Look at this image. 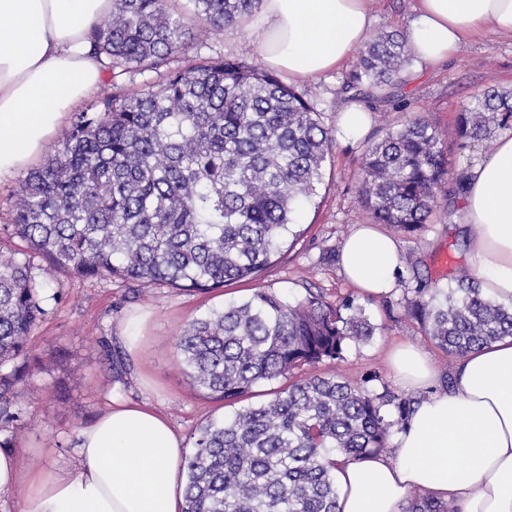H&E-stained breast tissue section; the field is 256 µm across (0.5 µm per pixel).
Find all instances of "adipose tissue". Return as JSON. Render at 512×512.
<instances>
[{
	"instance_id": "adipose-tissue-1",
	"label": "adipose tissue",
	"mask_w": 512,
	"mask_h": 512,
	"mask_svg": "<svg viewBox=\"0 0 512 512\" xmlns=\"http://www.w3.org/2000/svg\"><path fill=\"white\" fill-rule=\"evenodd\" d=\"M112 0H0V177L24 169L68 110L100 84L103 66L89 35ZM369 0H261L248 26L273 70L300 81L338 69L368 36ZM512 38V0H416L408 49L433 67L485 28ZM464 216L473 226L471 272L512 302V137L468 174ZM396 240L358 224L340 266L362 292L396 284ZM402 386L426 390L394 451L336 459L338 512H406L412 498L455 504L458 512H512V337L469 352L451 391L421 349L391 358ZM183 438L165 414L115 401L81 430L71 472L24 470L0 451V495L18 494V512H182Z\"/></svg>"
}]
</instances>
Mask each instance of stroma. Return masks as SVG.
Masks as SVG:
<instances>
[{
  "mask_svg": "<svg viewBox=\"0 0 512 512\" xmlns=\"http://www.w3.org/2000/svg\"><path fill=\"white\" fill-rule=\"evenodd\" d=\"M186 56L174 58L173 67L186 59L230 56L263 65L257 41L247 25L223 32L195 30ZM357 54L333 72L316 79L295 82L297 92L312 102L329 130L337 128L342 104L357 101L371 115L363 139L345 142L333 138L325 163L324 178L314 204L302 207L296 222L300 234L288 238L257 282H237L206 292L168 287H142L118 278L86 279L65 273L50 281L51 291L62 299L49 303L28 340L35 357L19 386L22 410L20 430L13 436L12 452L33 471H70L76 461L79 434L116 397L147 402L168 416L186 442L209 420L228 418L233 408L198 390L184 374L176 356V342L192 319L223 309L243 299L255 288H268L294 300L315 293L332 305L353 297L376 327L370 341L350 340L341 360L324 362L318 370L375 393L405 395L389 363L390 350L399 344L427 352L437 371V388H446L457 361L425 336L406 310L416 298L418 282L428 287L454 286L460 272L470 271L472 229L466 224L463 200L442 196L429 223L412 235L397 234L408 264L397 274L396 288L381 297L360 294L342 274L339 251L354 225L370 223L360 195V165L368 143L381 138L416 115H424L441 127L454 125L461 104L485 89L512 90V39L487 29L460 46L448 62L433 68L410 63L399 82L375 91L363 88L360 95L342 86L355 69ZM406 111H395L397 100ZM493 141L452 139L448 142V177L466 174L487 157ZM18 172L0 178V245L26 250L13 235V200L24 180ZM141 315L140 349L127 351L118 325L126 317Z\"/></svg>",
  "mask_w": 512,
  "mask_h": 512,
  "instance_id": "35a3bbf8",
  "label": "stroma"
}]
</instances>
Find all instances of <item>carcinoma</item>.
Segmentation results:
<instances>
[{
    "label": "carcinoma",
    "mask_w": 512,
    "mask_h": 512,
    "mask_svg": "<svg viewBox=\"0 0 512 512\" xmlns=\"http://www.w3.org/2000/svg\"><path fill=\"white\" fill-rule=\"evenodd\" d=\"M170 0H112L91 32L104 67L161 73L142 92L100 86L101 112H81L62 147L32 169L15 202L13 232L48 270L180 290L253 280L294 234L298 208L323 181L330 132L314 106L277 76L210 57L170 60L192 31ZM197 24L238 25L260 0H190ZM405 36L380 33L343 90L388 86L409 63ZM512 123V91L489 88L459 113L454 136L484 141ZM448 136L423 117L364 150L360 196L376 224L411 235L447 193ZM31 259L0 251V425H16V386L30 365L27 341L47 312ZM408 316L452 357L512 336V304L485 298L464 275L454 288H417ZM347 314H342V311ZM375 326L354 299L336 307L310 293L294 302L256 289L192 319L177 349L192 384L232 406L261 383L343 358L345 341ZM413 400L375 394L335 375L310 373L258 407L211 420L186 458L185 512H337L338 455L387 447ZM407 512H453L413 500Z\"/></svg>",
    "instance_id": "obj_1"
}]
</instances>
